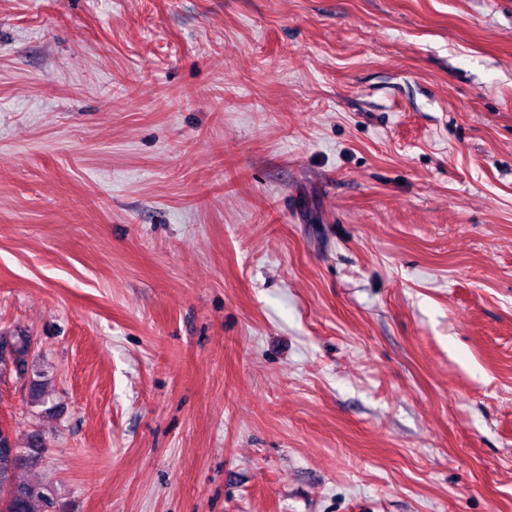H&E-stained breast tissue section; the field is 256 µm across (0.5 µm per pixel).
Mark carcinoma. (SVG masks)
<instances>
[{
  "instance_id": "carcinoma-1",
  "label": "carcinoma",
  "mask_w": 512,
  "mask_h": 512,
  "mask_svg": "<svg viewBox=\"0 0 512 512\" xmlns=\"http://www.w3.org/2000/svg\"><path fill=\"white\" fill-rule=\"evenodd\" d=\"M29 344L30 340L21 337L7 351L0 342V376L12 370L21 373ZM44 452L45 445L37 436L20 453L10 451L9 435L0 429V512H46L53 508L46 488L16 480L17 469L25 463L39 462Z\"/></svg>"
}]
</instances>
